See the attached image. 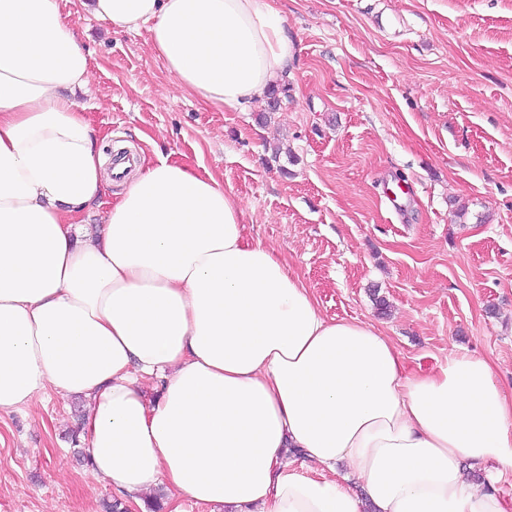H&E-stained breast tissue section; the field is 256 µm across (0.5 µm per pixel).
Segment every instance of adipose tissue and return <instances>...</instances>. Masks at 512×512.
Returning a JSON list of instances; mask_svg holds the SVG:
<instances>
[{
    "mask_svg": "<svg viewBox=\"0 0 512 512\" xmlns=\"http://www.w3.org/2000/svg\"><path fill=\"white\" fill-rule=\"evenodd\" d=\"M114 31L148 29L177 85L239 109L296 55L271 0H79ZM89 57L58 0H0V413L87 402L90 471L122 502L158 486L228 512H506L471 481L512 472V391L468 352L407 371L369 322L325 318L213 175L162 157L129 174L98 234L76 214L111 173L71 99ZM159 381L157 401L145 384Z\"/></svg>",
    "mask_w": 512,
    "mask_h": 512,
    "instance_id": "1",
    "label": "adipose tissue"
}]
</instances>
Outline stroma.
Listing matches in <instances>:
<instances>
[{
	"label": "stroma",
	"mask_w": 512,
	"mask_h": 512,
	"mask_svg": "<svg viewBox=\"0 0 512 512\" xmlns=\"http://www.w3.org/2000/svg\"><path fill=\"white\" fill-rule=\"evenodd\" d=\"M58 4L108 163L214 174L325 317L382 327L413 371L482 356L512 390V0H276L297 54L265 123V102L223 111L178 88L147 30ZM83 406L0 414V512H104L112 490L71 438Z\"/></svg>",
	"instance_id": "35a3bbf8"
}]
</instances>
